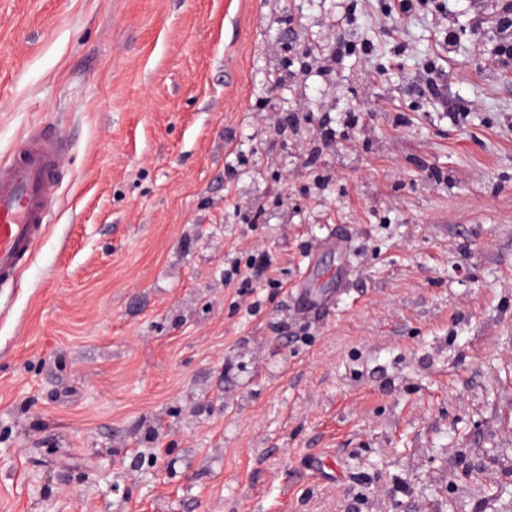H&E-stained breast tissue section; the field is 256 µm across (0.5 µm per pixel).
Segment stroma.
I'll use <instances>...</instances> for the list:
<instances>
[{
  "instance_id": "obj_1",
  "label": "stroma",
  "mask_w": 512,
  "mask_h": 512,
  "mask_svg": "<svg viewBox=\"0 0 512 512\" xmlns=\"http://www.w3.org/2000/svg\"><path fill=\"white\" fill-rule=\"evenodd\" d=\"M505 3L0 0V158L65 141L0 288V512H495ZM428 65L447 105L410 90ZM259 250L264 280L225 282Z\"/></svg>"
}]
</instances>
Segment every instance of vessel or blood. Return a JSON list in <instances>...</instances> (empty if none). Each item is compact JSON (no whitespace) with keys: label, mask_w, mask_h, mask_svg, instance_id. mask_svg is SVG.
<instances>
[{"label":"vessel or blood","mask_w":512,"mask_h":512,"mask_svg":"<svg viewBox=\"0 0 512 512\" xmlns=\"http://www.w3.org/2000/svg\"><path fill=\"white\" fill-rule=\"evenodd\" d=\"M62 154L61 138L35 131L0 162V285L14 283L44 237Z\"/></svg>","instance_id":"1"}]
</instances>
